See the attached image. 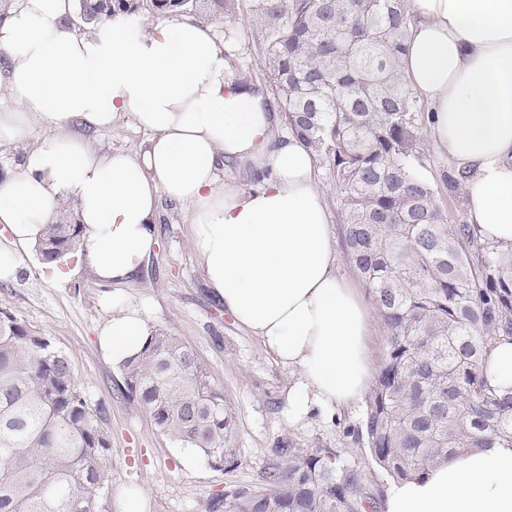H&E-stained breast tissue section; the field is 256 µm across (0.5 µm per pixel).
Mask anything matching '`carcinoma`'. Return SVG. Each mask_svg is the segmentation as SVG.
Returning <instances> with one entry per match:
<instances>
[{
    "mask_svg": "<svg viewBox=\"0 0 512 512\" xmlns=\"http://www.w3.org/2000/svg\"><path fill=\"white\" fill-rule=\"evenodd\" d=\"M81 0L88 24L133 14L140 0ZM169 11L237 12L238 0H149ZM253 38L270 84L224 32L235 82L272 95L283 128L317 156L341 194L344 254L366 289L385 352L358 424L344 436L391 481L420 478L471 448L512 447V389L488 386L492 341L512 339V247L453 224L432 184L424 108L404 78L405 0H251ZM470 172L452 169L448 192ZM81 224H48L44 260L76 252ZM120 390L158 430L212 467L240 465L236 412L197 351L159 329L123 364ZM68 356L0 308V512H107L110 441ZM265 487L231 485L204 512H372L382 490L338 448L276 449Z\"/></svg>",
    "mask_w": 512,
    "mask_h": 512,
    "instance_id": "cac0c4a2",
    "label": "carcinoma"
}]
</instances>
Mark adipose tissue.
I'll use <instances>...</instances> for the list:
<instances>
[{
    "mask_svg": "<svg viewBox=\"0 0 512 512\" xmlns=\"http://www.w3.org/2000/svg\"><path fill=\"white\" fill-rule=\"evenodd\" d=\"M404 74L432 112L433 144L465 186L469 223L512 244V0H407ZM0 142L33 123L51 129L0 178V277L12 276L43 225L71 203L84 264L103 282L130 280L156 244L160 198L191 210L208 286L234 322L298 377L294 417L358 401L371 376L372 319L358 285L338 275L316 159L280 116L235 84L213 26L171 13L120 15L91 34L74 0H21L0 22ZM129 115L149 138L104 152L68 132ZM262 173L247 192L220 179L225 161ZM153 330L124 306L99 331L122 364ZM382 512H512V448L455 454L422 480L389 487Z\"/></svg>",
    "mask_w": 512,
    "mask_h": 512,
    "instance_id": "obj_1",
    "label": "adipose tissue"
}]
</instances>
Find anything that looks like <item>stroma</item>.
Returning <instances> with one entry per match:
<instances>
[{
	"label": "stroma",
	"mask_w": 512,
	"mask_h": 512,
	"mask_svg": "<svg viewBox=\"0 0 512 512\" xmlns=\"http://www.w3.org/2000/svg\"><path fill=\"white\" fill-rule=\"evenodd\" d=\"M213 24L217 32L236 34L238 51L252 62L255 76L263 77L252 43L250 0H239L235 16L214 19ZM70 132L104 151L130 150L148 138L126 115L116 117L108 129L76 123ZM448 170L447 158L429 148L422 175L437 188L451 222L467 221L462 195L448 192ZM153 230L157 244L152 255L122 284L100 282L81 265L68 282L54 284L33 252L14 276L0 279V308L50 336L68 355L89 405L105 406L113 495L141 491L148 512H204V502L223 494L228 485L263 487L274 450L283 442L296 448H343L357 461L367 462V450L343 437L344 427L360 418L362 403L331 418L316 411L301 420L293 417L289 392L297 374L268 355L258 337L234 323L207 285L192 246L189 208L161 199ZM116 302L145 310L154 327L193 346L206 363L237 413L235 446L241 464L233 472L224 473L200 458L186 465L185 448L159 432L136 401L118 396L121 370L98 347V330L111 318Z\"/></svg>",
	"instance_id": "stroma-1"
}]
</instances>
